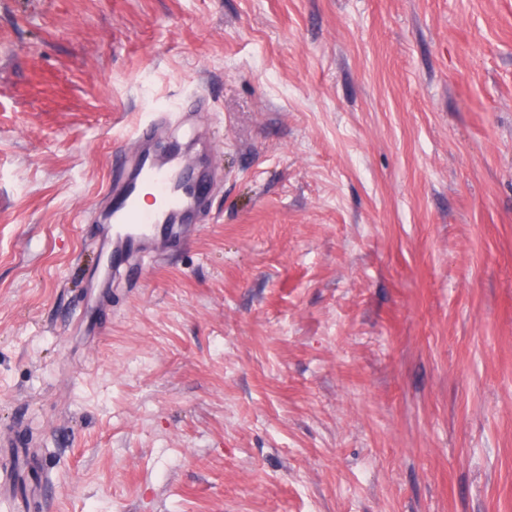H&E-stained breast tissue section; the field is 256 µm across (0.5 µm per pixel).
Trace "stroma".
Here are the masks:
<instances>
[{
    "label": "stroma",
    "mask_w": 512,
    "mask_h": 512,
    "mask_svg": "<svg viewBox=\"0 0 512 512\" xmlns=\"http://www.w3.org/2000/svg\"><path fill=\"white\" fill-rule=\"evenodd\" d=\"M154 126L214 178L92 288ZM0 512H512V0H0Z\"/></svg>",
    "instance_id": "35a3bbf8"
}]
</instances>
